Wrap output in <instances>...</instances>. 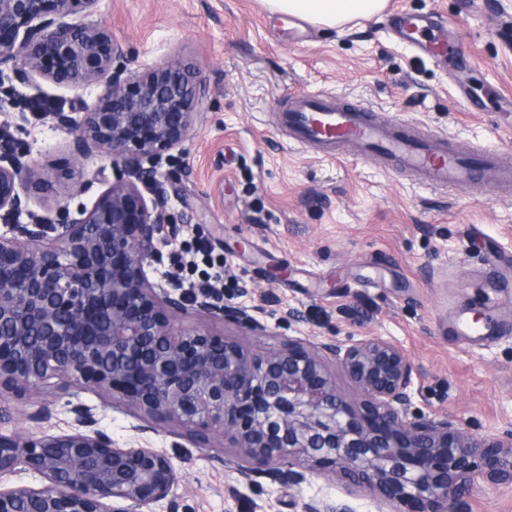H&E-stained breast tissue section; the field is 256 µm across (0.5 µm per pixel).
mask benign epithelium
I'll list each match as a JSON object with an SVG mask.
<instances>
[{"mask_svg":"<svg viewBox=\"0 0 512 512\" xmlns=\"http://www.w3.org/2000/svg\"><path fill=\"white\" fill-rule=\"evenodd\" d=\"M99 0H0V71L57 85L96 87L103 104L75 118L46 112L79 131L76 159L95 148L117 176L74 221L62 207L49 218L27 208L40 170L0 126V392L41 391L52 379L62 395L92 389L185 431L198 448L220 434L237 452L239 473L268 468L273 481L298 487L316 467L348 485L414 512H464L461 492L483 479L512 485V429L478 440L448 416L410 412L413 366L381 337L356 342L290 339L254 352L205 331L178 333L189 311L238 324L253 335L259 311L224 301L221 289L188 292L175 273L156 289L145 267L162 263L158 241L183 225L166 217L169 195L156 179L173 166L193 125L201 89L179 60L145 69L116 64L106 27L88 21ZM27 215L28 222L19 221ZM342 368L361 394L358 406L327 369ZM68 432L0 433V478L23 466L41 487H0V512H145L172 495L178 473L154 448H119L95 428L92 409L71 407ZM304 512H353L321 501Z\"/></svg>","mask_w":512,"mask_h":512,"instance_id":"obj_1","label":"benign epithelium"}]
</instances>
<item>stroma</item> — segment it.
<instances>
[{"label":"stroma","mask_w":512,"mask_h":512,"mask_svg":"<svg viewBox=\"0 0 512 512\" xmlns=\"http://www.w3.org/2000/svg\"><path fill=\"white\" fill-rule=\"evenodd\" d=\"M388 5L438 13L457 28L464 55L455 67L391 39L382 15L292 35L287 16L265 0H100L94 19L111 30L127 67L177 57L204 89L168 189L167 211L184 231L177 244L157 242L163 262L146 273L159 286L165 271L181 266L184 283L207 281L225 302L263 309L269 329L254 336L192 311L176 319L180 331L220 334L263 352L308 337L391 340L416 370L413 410L447 415L486 438L512 428V309L484 299L512 291V281L478 272L489 253L512 254V199L486 187L439 192L371 158L330 159L290 142L273 119L290 94L317 90L512 158V0ZM38 95L55 111L81 112L97 108L102 91L0 81V122L16 126L18 149L45 178L30 208L51 215L63 203L76 219L102 192L93 176L110 160L97 151L76 160L74 133L30 111ZM66 178L93 185L65 200L59 183ZM470 225L476 234L467 233ZM290 308L301 318L283 322ZM460 311L481 313L494 334L469 344L449 335L448 320ZM77 400L94 409L98 429L116 446L171 457L179 482L152 512H303L322 500L348 502L354 512L400 508L327 469L298 488L265 477L245 483L221 436L197 448L180 428L152 424L121 401L103 402L90 389ZM40 404L36 395L0 393V432L68 430L66 398L55 400L49 420L32 422ZM466 501L468 512H512V486L481 481Z\"/></svg>","instance_id":"obj_1"}]
</instances>
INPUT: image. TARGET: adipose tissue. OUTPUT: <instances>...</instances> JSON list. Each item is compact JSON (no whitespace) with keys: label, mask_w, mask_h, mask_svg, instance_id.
<instances>
[{"label":"adipose tissue","mask_w":512,"mask_h":512,"mask_svg":"<svg viewBox=\"0 0 512 512\" xmlns=\"http://www.w3.org/2000/svg\"><path fill=\"white\" fill-rule=\"evenodd\" d=\"M387 0H266L270 10L329 28L380 14Z\"/></svg>","instance_id":"adipose-tissue-1"}]
</instances>
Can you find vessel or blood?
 <instances>
[{"label":"vessel or blood","instance_id":"1","mask_svg":"<svg viewBox=\"0 0 512 512\" xmlns=\"http://www.w3.org/2000/svg\"><path fill=\"white\" fill-rule=\"evenodd\" d=\"M391 24L396 37L425 53L461 54L458 43L444 36L445 25L437 16L399 11L392 15ZM277 117L289 139L300 147L392 162L397 170L434 189L489 187L501 197H512V160L496 149L454 146L447 136L388 121L362 106L309 91L291 95Z\"/></svg>","mask_w":512,"mask_h":512}]
</instances>
